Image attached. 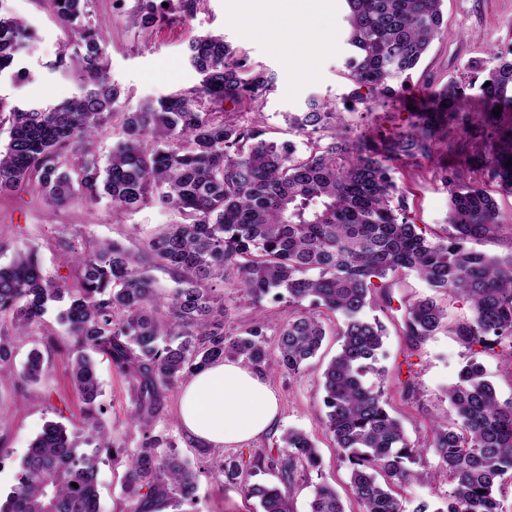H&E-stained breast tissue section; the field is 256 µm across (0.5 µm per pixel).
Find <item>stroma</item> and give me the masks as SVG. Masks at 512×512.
<instances>
[{
  "instance_id": "35a3bbf8",
  "label": "stroma",
  "mask_w": 512,
  "mask_h": 512,
  "mask_svg": "<svg viewBox=\"0 0 512 512\" xmlns=\"http://www.w3.org/2000/svg\"><path fill=\"white\" fill-rule=\"evenodd\" d=\"M325 4L326 21L334 41L313 54L312 75L307 79L293 74L286 51L278 50L269 37L244 36L229 22L231 0H201L191 17L171 13L148 29L128 22L136 0H91L89 10L92 24L108 35L103 56L110 81L121 90L116 111L135 108L147 98L157 100L198 87L201 77L188 62V44L205 33L220 34L250 65L275 74L272 90L256 107L262 128L267 139L290 140L301 150L306 147L307 137L293 128L288 118L305 112L309 100L336 105L337 119L317 132L322 141H329L335 134L351 138L364 133L388 137L406 128L411 112L419 108L430 92L451 80L469 83L474 77L469 63L492 67L494 53L512 48V0H443L447 36L433 42L401 96L391 100L377 98L354 84L345 69L352 48L348 43L343 0H325ZM0 10L21 20L37 36L33 49L19 59L20 67L33 73V81L19 80L11 72L0 74V96L12 103L37 101L47 106L77 93L80 71L76 65H69L64 72L50 67L61 47L70 41L56 19L53 0H0ZM483 144L482 127L476 122L464 129H450L447 141L435 145L431 159L395 162L394 177L407 214L427 238L444 234L448 225L450 193L440 170L444 164L463 169L467 180L486 189L500 212L512 220V193L502 190L485 169ZM180 220L178 213L162 208L152 199L129 212H113L105 198L91 206L77 201L54 211L37 193L28 190L0 194V240L11 245L9 251L0 253V264L11 260L12 248L33 246L38 250L44 274L59 280L71 276L75 268L72 259L62 256L56 247L60 235L76 231L88 239L116 240L136 249L161 225ZM425 292V286L415 276H406L391 288V306L382 315L388 328L381 358L387 369L384 391L392 414L413 443L422 442L429 435L431 420L448 424L454 421L445 390L455 380L465 354L446 329L418 350L410 349L400 329V306L405 298ZM224 298L232 308L224 330L233 335L243 331L257 313L277 321L288 314L285 304L266 300L257 307L231 287L225 288ZM322 322L326 328L322 348L303 372L266 374L280 402V414L273 428L247 445L221 448L220 455L250 469L255 452L278 444L288 428L305 430L315 438L321 453V482L336 489L348 512H359L349 488V470L338 458L323 425L321 374L339 348L336 332L341 319L332 314L323 316ZM43 323L44 333L19 343L16 360L24 362L31 348H40L48 360L44 380L23 387L10 382L0 384L1 495L10 492L24 455L46 424L60 423L71 432L82 426L83 404L70 383L69 357L48 344V334L63 333L56 310H49ZM97 373L113 438H130L127 414L132 402L127 380L102 358L97 361ZM409 379L415 382L416 391L406 400L400 394V384ZM178 395L175 388L165 391L160 423L169 429L184 457L194 463L209 460V449L195 446L179 425ZM193 512H260V508L256 500L244 499L237 487L228 484L223 473L214 468L200 478Z\"/></svg>"
}]
</instances>
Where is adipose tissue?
Segmentation results:
<instances>
[{"mask_svg":"<svg viewBox=\"0 0 512 512\" xmlns=\"http://www.w3.org/2000/svg\"><path fill=\"white\" fill-rule=\"evenodd\" d=\"M317 13L314 0H239L233 20L244 33L273 35L299 59V19ZM278 415L277 396L263 375L239 361L211 364L179 393L181 427L206 448L244 445L269 430Z\"/></svg>","mask_w":512,"mask_h":512,"instance_id":"obj_1","label":"adipose tissue"}]
</instances>
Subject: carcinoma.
Masks as SVG:
<instances>
[{
    "instance_id": "carcinoma-1",
    "label": "carcinoma",
    "mask_w": 512,
    "mask_h": 512,
    "mask_svg": "<svg viewBox=\"0 0 512 512\" xmlns=\"http://www.w3.org/2000/svg\"><path fill=\"white\" fill-rule=\"evenodd\" d=\"M168 6H162V3ZM200 0H137L132 24L151 27L175 10L191 14ZM349 43L346 62L353 82L383 98L399 94L430 45L444 35L441 0H345ZM56 15L75 36L82 74L79 92L54 106L8 105L9 140L0 149V194L29 188L56 209L80 198H109L121 212L155 198L178 212L142 248L115 240L62 235L58 248L77 265L72 282L48 278L30 247L0 266V379L36 384L45 377L42 352L31 349L16 369L18 342L41 332L49 304L67 301L58 323L68 336L71 379L83 401L90 443L124 466L122 493L129 512L158 505L190 512L205 465L184 458L159 426L162 392L187 381L210 363L233 357L252 368L298 374L322 346L326 329L305 302L342 318L340 348L324 369V425L350 469V490L361 512H503L497 497L512 474V400L498 398L479 355L494 353L512 369V255L506 259L468 247L512 224L499 216L482 188L465 183L461 170L445 171L451 187L448 229L430 240L410 222L389 162L428 157L443 127L473 123L465 87L449 83L410 126L388 138L363 136L307 143L264 138L262 127L243 123L224 108L252 106L269 92L274 76L252 68L221 35L189 41L188 59L202 76L199 87L129 112H116L121 92L104 70V33L79 22L88 0H54ZM36 36L19 19L0 13V74L14 68ZM496 64L479 85L485 146L492 178L512 190V129L499 133L493 110L512 87V49L494 54ZM335 109L318 102L293 118L301 132L327 126ZM123 139L101 163L94 144L112 121ZM163 268L174 286L160 291L151 269ZM414 274L429 294L404 302L403 335L418 346L438 333L447 312L438 296H454L471 310L453 332L470 356L448 386L456 420L431 421L421 444L408 441L388 410L381 386L366 378L385 375L379 365L386 327L368 318L374 296L390 303L388 289ZM261 304L288 303L278 324L263 316L237 336L224 333L229 308L224 285ZM277 336L267 347V331ZM102 355L129 382L130 429L135 446L116 443L105 420L94 356ZM432 453V472L411 468ZM98 454L81 448L79 436L50 423L21 462L17 484L0 512H101ZM319 448L305 431L288 429L275 448L254 454L252 468L269 471L274 484L251 483L239 464L223 463L224 477L262 512H294L293 490L301 475L320 468ZM431 481L448 484L437 507L402 500L394 486ZM78 487L71 486V483ZM309 512H346L335 489L314 487Z\"/></svg>"
}]
</instances>
